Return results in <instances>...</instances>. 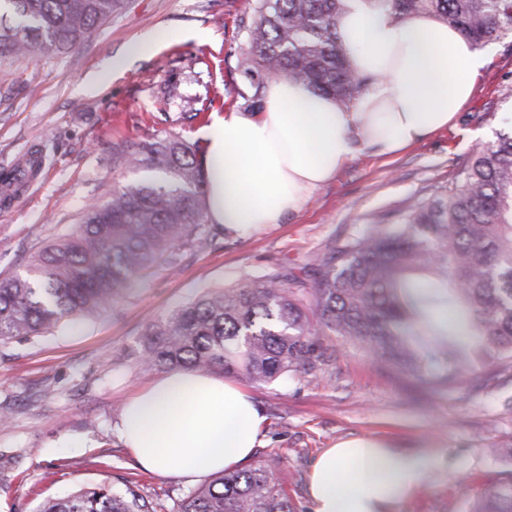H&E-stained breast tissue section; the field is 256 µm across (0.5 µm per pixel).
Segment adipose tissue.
<instances>
[{"label":"adipose tissue","mask_w":512,"mask_h":512,"mask_svg":"<svg viewBox=\"0 0 512 512\" xmlns=\"http://www.w3.org/2000/svg\"><path fill=\"white\" fill-rule=\"evenodd\" d=\"M338 33L351 67L373 82L351 109L284 78L262 111L213 114L201 134L206 217L244 236L300 212L359 143L392 155L448 127L487 56L432 14L399 17L380 0H348ZM267 420L233 378L173 371L134 395L117 427L136 461L197 481L250 458ZM435 451L372 439L324 449L309 477L313 512H398L427 483Z\"/></svg>","instance_id":"1"}]
</instances>
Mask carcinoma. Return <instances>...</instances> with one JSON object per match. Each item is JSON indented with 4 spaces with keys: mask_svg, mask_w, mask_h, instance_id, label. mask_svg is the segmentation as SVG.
Segmentation results:
<instances>
[{
    "mask_svg": "<svg viewBox=\"0 0 512 512\" xmlns=\"http://www.w3.org/2000/svg\"><path fill=\"white\" fill-rule=\"evenodd\" d=\"M241 106L262 109L264 78H286L348 109L372 78L345 59L337 33L347 0H249ZM407 17L431 13L477 47L512 40V0H383ZM124 0H0V55L81 47ZM148 176L86 205L80 225L0 277V344L30 340L109 304L136 274L203 244L205 179L198 145L168 129L112 144V169ZM448 317L441 318V312ZM426 387L479 383L512 371V131L463 162L453 181L413 199L395 223L358 232L317 256L306 276L281 266L207 288L149 326L138 361L160 371L222 372L254 385L324 373L330 334ZM37 512H153L133 486L101 483ZM173 512H295L266 465L214 475ZM469 512H512V469Z\"/></svg>",
    "mask_w": 512,
    "mask_h": 512,
    "instance_id": "1",
    "label": "carcinoma"
}]
</instances>
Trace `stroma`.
<instances>
[{"mask_svg":"<svg viewBox=\"0 0 512 512\" xmlns=\"http://www.w3.org/2000/svg\"><path fill=\"white\" fill-rule=\"evenodd\" d=\"M248 14L247 0H126L77 50L0 56V171L43 152L34 178L0 192V275L25 270L36 248L76 230L86 204L136 180L131 170L113 171V142L133 145L163 128L196 142L212 113L235 108L250 82L241 65ZM147 35L155 48L130 57ZM486 50L472 98L448 129L394 156L359 146L284 223L243 237L217 233L184 251L179 267L162 261L131 278L94 317L0 347V410L8 412L0 422V512H36L77 487L125 481L155 512H172L192 483L142 470L116 433L127 400L159 376L137 359L145 327L205 288L280 264L304 267L450 181L463 160L495 142L512 110V42ZM117 58L125 66L113 68ZM97 73V92L85 94ZM166 82L173 99L163 108L156 95ZM189 108L199 117L180 123ZM332 342L339 357L329 372L250 389L268 424L249 463L281 472L296 512H313L308 474L317 453L341 439L435 449L428 488L400 512H467L489 480L512 468V373L433 391L382 369L343 337Z\"/></svg>","mask_w":512,"mask_h":512,"instance_id":"35a3bbf8","label":"stroma"}]
</instances>
